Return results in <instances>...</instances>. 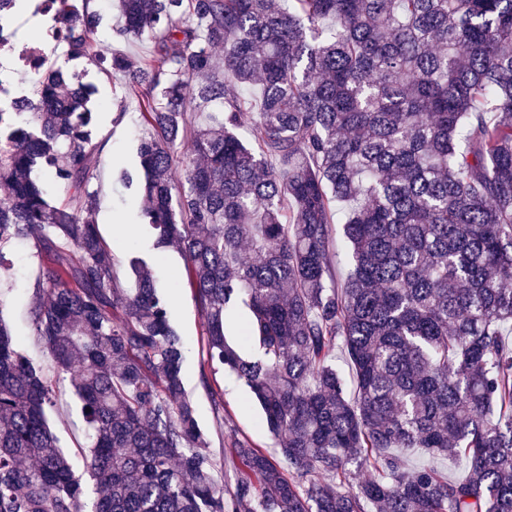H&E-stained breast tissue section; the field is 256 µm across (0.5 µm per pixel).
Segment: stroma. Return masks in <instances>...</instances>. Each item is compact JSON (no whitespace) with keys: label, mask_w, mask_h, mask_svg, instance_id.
I'll list each match as a JSON object with an SVG mask.
<instances>
[{"label":"stroma","mask_w":512,"mask_h":512,"mask_svg":"<svg viewBox=\"0 0 512 512\" xmlns=\"http://www.w3.org/2000/svg\"><path fill=\"white\" fill-rule=\"evenodd\" d=\"M78 7L96 12L101 19L93 42L95 51L106 56L120 53L135 60L149 56L148 41L116 38L117 0H79ZM73 67L84 72L85 82L95 89L92 97L97 114L95 140L101 146L90 185L97 194L95 223L101 240L112 254L117 274L122 277L126 274L128 252L150 246L149 238L137 223L135 199L116 178L118 167L134 169L139 165L137 136L141 116L122 76L103 70L85 58L74 61ZM6 256L11 271L8 278L0 279V318L12 328L32 362L49 367V355L31 323L30 308L39 265L33 240L12 243ZM152 266L160 291L171 297V324L185 343L183 383L206 433L210 453L216 460H223L228 439L235 436L268 455H276L275 440L264 426L262 412L248 389L230 373L214 369L208 361L205 319L187 284L183 256L172 248L160 250L154 252ZM54 401L51 429L70 454L77 471H84L86 461L79 449L87 443V431L68 378L57 381Z\"/></svg>","instance_id":"stroma-1"}]
</instances>
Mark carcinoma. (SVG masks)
<instances>
[{"label": "carcinoma", "instance_id": "carcinoma-1", "mask_svg": "<svg viewBox=\"0 0 512 512\" xmlns=\"http://www.w3.org/2000/svg\"><path fill=\"white\" fill-rule=\"evenodd\" d=\"M52 2L65 62L89 57L97 17ZM119 6L116 35L153 44L100 59L149 129L142 178L122 184L153 247L184 256L209 361L248 388L279 459L233 437L243 476L216 483L151 257L130 255L120 287L94 222L93 87L55 62L0 108V276L4 248L40 230L31 317L90 431L89 512H512V0ZM238 299L255 355L225 334ZM52 404L0 321V512H84ZM412 448L465 473L409 468ZM364 466L377 477L352 485Z\"/></svg>", "mask_w": 512, "mask_h": 512}]
</instances>
